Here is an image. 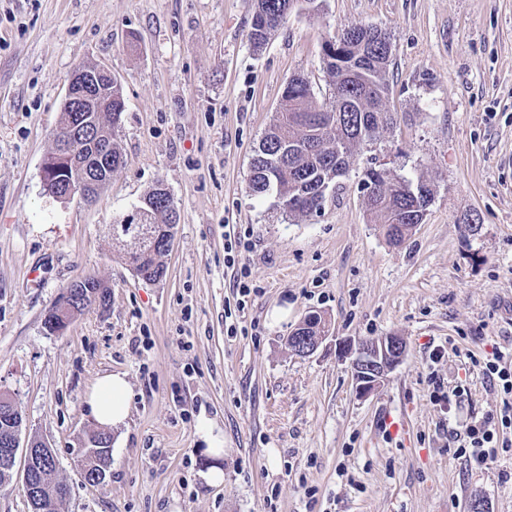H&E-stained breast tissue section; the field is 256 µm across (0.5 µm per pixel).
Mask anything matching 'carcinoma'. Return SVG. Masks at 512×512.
<instances>
[{
	"label": "carcinoma",
	"mask_w": 512,
	"mask_h": 512,
	"mask_svg": "<svg viewBox=\"0 0 512 512\" xmlns=\"http://www.w3.org/2000/svg\"><path fill=\"white\" fill-rule=\"evenodd\" d=\"M298 0H255L248 40L260 49L281 26ZM374 32L363 31V26L352 25L322 45L323 62L333 78V90L344 93L345 99L336 104L337 94L329 102L313 103L311 85L298 76L284 88L279 110L263 136L250 164L249 193L264 196L276 192L281 209L290 215L310 216L322 210L330 194L338 187L337 165L349 167L354 149L377 139L380 130L390 124V116L381 108L389 93L391 43L384 51L374 50ZM341 61L343 67L336 66ZM125 99L122 87L112 86V112L98 116L99 126L111 125V114H122ZM366 180L375 184V190L363 194L367 211L387 229L404 238L411 231L410 224L401 223L402 213L411 210L421 193L431 195V189L417 185L403 176L367 170ZM176 206L169 196H163L152 187L143 197L139 216L146 225H168ZM113 253L123 260L140 278L155 282L165 276L163 257L167 250L154 239L142 238L135 242L112 239ZM98 282L87 279L74 283L75 314L91 305L89 296L96 292ZM25 429L21 412L6 413L0 408V448L15 440ZM111 436L95 431L87 439L86 455L89 467L86 479L93 482L101 474L102 464L110 461Z\"/></svg>",
	"instance_id": "carcinoma-1"
}]
</instances>
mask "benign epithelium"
<instances>
[{
	"instance_id": "benign-epithelium-1",
	"label": "benign epithelium",
	"mask_w": 512,
	"mask_h": 512,
	"mask_svg": "<svg viewBox=\"0 0 512 512\" xmlns=\"http://www.w3.org/2000/svg\"><path fill=\"white\" fill-rule=\"evenodd\" d=\"M112 72L100 65L93 72L82 67L76 68L70 77L65 103L71 106L70 123L60 126L54 135V149L49 152L42 162V181L45 191L58 199L71 200L75 197L90 201L95 197V189L103 182L112 178V171L106 163H101L95 175H89L78 162L79 141H84L89 150L105 152L99 146L98 139L87 137V132L97 124L100 112L112 111ZM167 235L166 247H171L174 240L173 230L158 228L154 225L140 228L131 232V237L138 238L144 234L148 237ZM73 297L65 290L48 310L52 317L56 333H64L70 326V315L73 309ZM319 314L312 313L304 318L290 336L288 344L294 348V353L300 356H310L318 351L327 338L322 333L317 336H304L301 329L307 324L317 321ZM339 351L351 358L352 368L357 383L359 396L366 397L375 392L384 381L387 373L404 357L406 346L398 336H385L378 340L362 343L356 347L350 344L339 345ZM23 454V480L27 487L31 512H51L62 491L54 490L49 495H43L45 483L33 485L32 476L41 471L43 460L49 455L44 447H35L28 442L20 445V441L12 442L0 450L6 458Z\"/></svg>"
}]
</instances>
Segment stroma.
<instances>
[{"label":"stroma","instance_id":"obj_1","mask_svg":"<svg viewBox=\"0 0 512 512\" xmlns=\"http://www.w3.org/2000/svg\"><path fill=\"white\" fill-rule=\"evenodd\" d=\"M253 10L0 0V393L24 414L22 440L54 453L71 490L59 512H512V456L476 467L455 454L463 423L501 405L473 359L512 351V0L301 2L258 52ZM352 24L390 37L393 123L358 147L320 214L290 216L249 193L251 158L292 77L328 101L321 46ZM100 63L124 91L125 164L93 202L58 200L41 162L73 70ZM373 165L432 190L398 246L363 205ZM159 182L180 222L164 278L147 282L114 257L111 226ZM234 237L258 289L242 310L224 263ZM87 276L110 285L108 306L48 333L49 307ZM314 311L329 337L297 356L286 339ZM384 336L405 357L358 397L337 345ZM111 372L131 384L130 415L93 486L85 395ZM433 375L467 386L454 414L430 401ZM204 421L224 448L218 486L202 477Z\"/></svg>","mask_w":512,"mask_h":512}]
</instances>
